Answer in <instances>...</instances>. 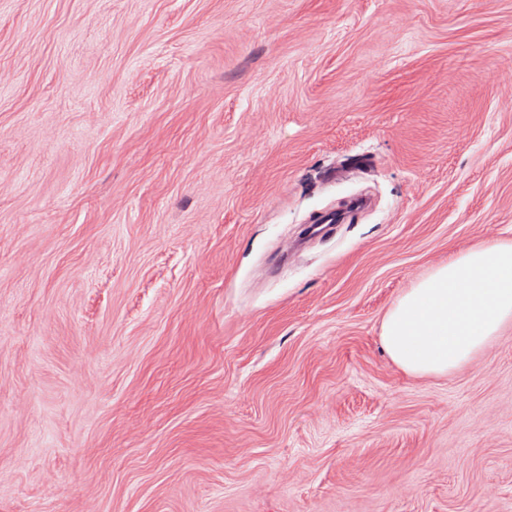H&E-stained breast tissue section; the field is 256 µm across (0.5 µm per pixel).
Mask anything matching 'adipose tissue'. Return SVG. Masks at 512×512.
Returning a JSON list of instances; mask_svg holds the SVG:
<instances>
[{
	"label": "adipose tissue",
	"mask_w": 512,
	"mask_h": 512,
	"mask_svg": "<svg viewBox=\"0 0 512 512\" xmlns=\"http://www.w3.org/2000/svg\"><path fill=\"white\" fill-rule=\"evenodd\" d=\"M512 326V243L472 246L402 293L381 324L390 359L415 376H445Z\"/></svg>",
	"instance_id": "obj_1"
}]
</instances>
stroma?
<instances>
[{"instance_id": "35a3bbf8", "label": "stroma", "mask_w": 512, "mask_h": 512, "mask_svg": "<svg viewBox=\"0 0 512 512\" xmlns=\"http://www.w3.org/2000/svg\"><path fill=\"white\" fill-rule=\"evenodd\" d=\"M506 240L512 0H0V512H512V328L380 341ZM512 326V243L472 246L402 293L381 324L390 359L415 376H445Z\"/></svg>"}]
</instances>
